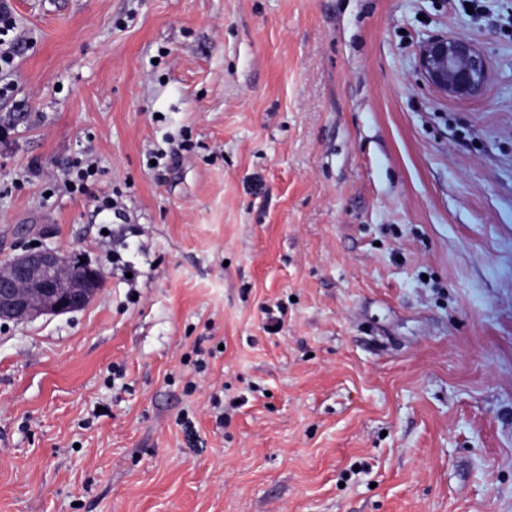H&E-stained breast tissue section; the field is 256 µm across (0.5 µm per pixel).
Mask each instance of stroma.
<instances>
[{"instance_id":"35a3bbf8","label":"stroma","mask_w":512,"mask_h":512,"mask_svg":"<svg viewBox=\"0 0 512 512\" xmlns=\"http://www.w3.org/2000/svg\"><path fill=\"white\" fill-rule=\"evenodd\" d=\"M4 2L0 259L103 285L0 321V512H512V0ZM3 37V38H2ZM24 42V36L15 25L14 18L8 8L0 5V70L11 67L16 49ZM6 46L2 48V46ZM418 64L433 86L457 99L480 95L489 75L484 53L463 36L425 40L419 47Z\"/></svg>"}]
</instances>
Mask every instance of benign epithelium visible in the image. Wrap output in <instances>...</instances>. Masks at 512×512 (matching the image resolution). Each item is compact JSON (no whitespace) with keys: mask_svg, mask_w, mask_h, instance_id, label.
I'll list each match as a JSON object with an SVG mask.
<instances>
[{"mask_svg":"<svg viewBox=\"0 0 512 512\" xmlns=\"http://www.w3.org/2000/svg\"><path fill=\"white\" fill-rule=\"evenodd\" d=\"M418 64L433 86L457 99L481 94L489 75L484 53L463 36L425 40ZM101 281L98 270L56 249L24 250L0 263V319L27 322L82 309L94 301Z\"/></svg>","mask_w":512,"mask_h":512,"instance_id":"1","label":"benign epithelium"}]
</instances>
